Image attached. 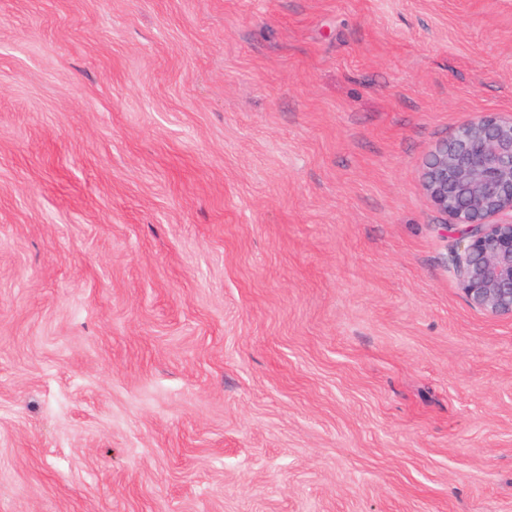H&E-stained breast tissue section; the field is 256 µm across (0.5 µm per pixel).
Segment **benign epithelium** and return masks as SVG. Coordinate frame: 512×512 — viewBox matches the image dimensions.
<instances>
[{"label":"benign epithelium","mask_w":512,"mask_h":512,"mask_svg":"<svg viewBox=\"0 0 512 512\" xmlns=\"http://www.w3.org/2000/svg\"><path fill=\"white\" fill-rule=\"evenodd\" d=\"M422 184L457 234L452 272L468 302L512 317V118L481 115L439 142Z\"/></svg>","instance_id":"1"}]
</instances>
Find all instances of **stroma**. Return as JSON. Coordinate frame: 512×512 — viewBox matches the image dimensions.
Wrapping results in <instances>:
<instances>
[{
  "label": "stroma",
  "instance_id": "stroma-1",
  "mask_svg": "<svg viewBox=\"0 0 512 512\" xmlns=\"http://www.w3.org/2000/svg\"><path fill=\"white\" fill-rule=\"evenodd\" d=\"M489 113L512 0H0V512H512ZM422 184L457 234L452 272L468 302L512 318V118L481 115L439 142Z\"/></svg>",
  "mask_w": 512,
  "mask_h": 512
}]
</instances>
